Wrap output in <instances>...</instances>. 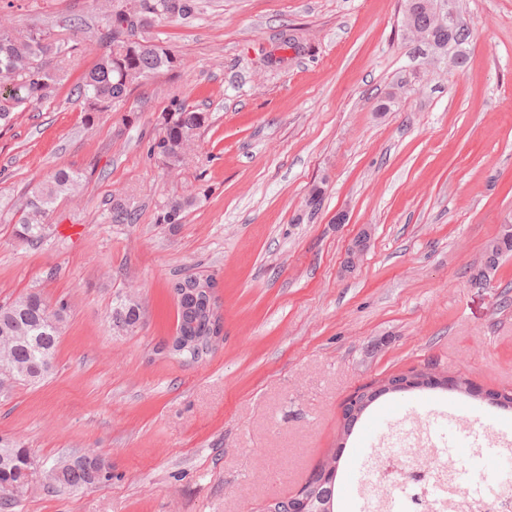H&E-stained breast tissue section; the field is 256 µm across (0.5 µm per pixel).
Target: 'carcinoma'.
<instances>
[{"mask_svg": "<svg viewBox=\"0 0 512 512\" xmlns=\"http://www.w3.org/2000/svg\"><path fill=\"white\" fill-rule=\"evenodd\" d=\"M197 10V0H143V10L134 19L105 17L103 53L99 62L85 77L81 96L85 111L105 112L124 100L130 84L147 83L158 71H174L178 67L176 54L159 44L144 39V31L154 23L178 16L188 19ZM407 28L432 40L439 46L459 44L469 37V31L457 24L454 38H448V24L440 22L438 13L421 5L410 6L405 15ZM61 53L50 34L40 29L15 32L0 26V123H9L13 110L20 104H38L47 91L61 81L59 70L50 69L47 59ZM208 120L207 113L185 103H176L165 121L163 135L150 145V153L170 166L183 162L186 144ZM82 174L76 170L59 169L50 174L23 202V216L15 235L31 245L48 236L50 226L44 223L57 199L78 191ZM512 252V237H499L487 247V268L494 269L501 256ZM217 286L211 276L187 275L171 285L178 300V328L186 349L175 354L190 360H200L212 351L209 336L221 332L220 317L210 308L207 288ZM67 305L63 301L50 304L38 291H30L13 301L0 304V337L17 336L19 340L9 350L15 365L24 368L36 380H23L19 386H34L46 378L38 373L41 355L55 353L62 334ZM141 320L138 303L126 300L114 308L113 323L127 331L134 330ZM386 391L362 392L358 412L344 416V434L350 435L367 410ZM343 450L333 453L318 466L319 476L309 486L314 505L323 512H334L336 477ZM104 463L96 458L82 460L61 469L52 485L58 488H82L109 480L112 474L98 477Z\"/></svg>", "mask_w": 512, "mask_h": 512, "instance_id": "1", "label": "carcinoma"}]
</instances>
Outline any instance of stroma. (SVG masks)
Here are the masks:
<instances>
[{"label":"stroma","instance_id":"1","mask_svg":"<svg viewBox=\"0 0 512 512\" xmlns=\"http://www.w3.org/2000/svg\"><path fill=\"white\" fill-rule=\"evenodd\" d=\"M438 6L468 28L464 44L416 40L405 0H198L193 18L144 33L178 69L89 114L79 88L112 0H0V23L49 32L66 70L0 127V304L36 290L68 307L53 374L0 401V436L43 468L84 448L112 467L92 488L34 480L0 512H259L337 447L336 512H374L373 455L356 452L373 417L397 405L415 429L433 408L495 416L413 389L339 437L348 396L413 368L512 390V254L476 281L512 224V0ZM288 29L300 50L284 46ZM175 101L208 120L171 167L149 147ZM59 169L82 186L29 245L17 207ZM174 201L181 223H161ZM118 202L134 223H113ZM191 273L216 279L223 324L198 362L168 349L170 284ZM130 296L142 314L126 332L112 311Z\"/></svg>","mask_w":512,"mask_h":512}]
</instances>
